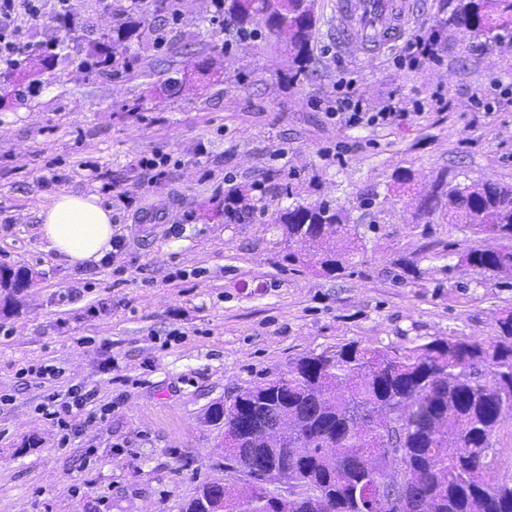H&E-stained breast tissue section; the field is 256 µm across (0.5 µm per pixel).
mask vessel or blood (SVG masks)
I'll return each instance as SVG.
<instances>
[{
    "label": "vessel or blood",
    "mask_w": 512,
    "mask_h": 512,
    "mask_svg": "<svg viewBox=\"0 0 512 512\" xmlns=\"http://www.w3.org/2000/svg\"><path fill=\"white\" fill-rule=\"evenodd\" d=\"M333 20L342 48L359 53L387 47L405 33L414 16L413 0H334Z\"/></svg>",
    "instance_id": "vessel-or-blood-1"
}]
</instances>
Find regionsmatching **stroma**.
<instances>
[{
    "label": "stroma",
    "instance_id": "obj_1",
    "mask_svg": "<svg viewBox=\"0 0 512 512\" xmlns=\"http://www.w3.org/2000/svg\"><path fill=\"white\" fill-rule=\"evenodd\" d=\"M332 2L316 0L311 70L293 85L285 46L228 34L212 0H146L136 14L130 0H70L74 48L52 9L18 14L31 43L61 48L43 68L0 71V264L33 273L0 308V512H180L224 479L208 408L293 359L498 336L512 277L457 256L495 239L417 204L442 179L512 183V48L458 32L459 0H418L411 28L439 33L436 57L410 65L400 41L348 54ZM135 19L131 73H88L78 48ZM340 92L371 112L396 95L410 114L343 125L327 112ZM155 153L170 159L159 185L137 165ZM98 171L116 191L101 193ZM232 185L257 216L225 221ZM62 189L111 206L110 260L79 270L46 251L37 213ZM323 199L357 230L359 263L335 278L291 270L296 245L271 222ZM41 365L57 378L19 374ZM76 384L97 397L65 443L39 408Z\"/></svg>",
    "mask_w": 512,
    "mask_h": 512
}]
</instances>
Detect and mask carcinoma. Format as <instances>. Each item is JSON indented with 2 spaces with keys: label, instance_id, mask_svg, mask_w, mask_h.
Returning <instances> with one entry per match:
<instances>
[{
  "label": "carcinoma",
  "instance_id": "carcinoma-1",
  "mask_svg": "<svg viewBox=\"0 0 512 512\" xmlns=\"http://www.w3.org/2000/svg\"><path fill=\"white\" fill-rule=\"evenodd\" d=\"M227 21L250 36L267 29L284 43L299 83L311 62L316 23L314 0H223ZM456 19L495 42L512 43V0H465ZM135 28L112 37V73L130 71L120 54ZM432 204L448 197V223L471 233H493L504 244L471 247L460 253L469 265L512 276V184L456 183ZM246 192L224 193V217L254 214ZM288 240L305 252H288V265L340 276L357 265L355 228L343 209L322 201L295 205L272 219ZM334 236L346 241L336 249ZM27 271L0 272V286L21 288ZM512 411V315L500 322V336L486 343L470 338H438L402 356L350 342L332 351L302 356L288 369L245 388L208 412V422L224 429V508L227 512H270L269 501L252 487V461L288 465L291 497L280 512H385L377 490L396 481L417 491L430 512H512V478L494 470L491 438L503 408ZM284 421L288 449L265 429L271 417ZM378 445L370 469L357 462L365 444ZM460 449L457 455L448 448ZM211 491L202 484L181 512H211Z\"/></svg>",
  "mask_w": 512,
  "mask_h": 512
}]
</instances>
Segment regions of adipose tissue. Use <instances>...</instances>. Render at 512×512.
<instances>
[{"instance_id":"adipose-tissue-1","label":"adipose tissue","mask_w":512,"mask_h":512,"mask_svg":"<svg viewBox=\"0 0 512 512\" xmlns=\"http://www.w3.org/2000/svg\"><path fill=\"white\" fill-rule=\"evenodd\" d=\"M37 220L47 250L67 266H96L115 249L112 208L96 194L58 191L41 205Z\"/></svg>"}]
</instances>
